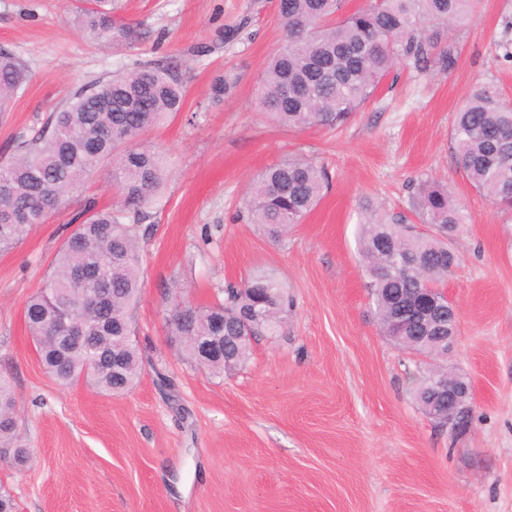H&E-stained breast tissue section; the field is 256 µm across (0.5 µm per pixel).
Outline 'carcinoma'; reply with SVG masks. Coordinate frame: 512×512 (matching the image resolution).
I'll return each mask as SVG.
<instances>
[{
  "mask_svg": "<svg viewBox=\"0 0 512 512\" xmlns=\"http://www.w3.org/2000/svg\"><path fill=\"white\" fill-rule=\"evenodd\" d=\"M82 23L99 43L132 38L133 31L112 20L106 0H93ZM346 0H278L285 45L261 77L262 105L290 129H333L348 122L375 93L400 58L432 62L453 70L457 54L424 32V24L463 22L469 0H369L345 11ZM27 75L10 52L0 50V112L20 91ZM186 85L177 67L140 62L128 72L99 80L67 95L33 136L16 140L10 159L0 162V250L16 245L24 232L44 222L100 165L116 161L112 186L118 200L88 210L62 244L39 292L26 303V319L45 371L62 385L81 382L108 393L130 390L140 378L143 359L134 335L131 307L141 288L139 241L148 207L165 177L160 147L144 142L164 117L182 109ZM451 138L460 171L470 185L504 212H512V107L485 86L475 88L455 114ZM329 185L327 170L299 156L268 167L260 177L250 220L273 238L300 223ZM417 205L434 233H410L396 222L362 225L358 244L371 299L382 333L396 345L432 359L445 357L426 336L448 335V304L438 296L433 312L401 321L408 303L427 288H443L458 264L448 238L462 224L460 206L427 179L418 184ZM72 306L89 326L88 342L61 350L56 311ZM174 304L166 317L168 335L200 368L220 375L241 365L251 340L272 333L288 311L284 285L260 271L230 284L224 300L206 306ZM206 344L224 355L203 356ZM121 355V364L112 358ZM448 372L436 369L418 381L416 402ZM439 422L454 414L457 430L469 423L468 406L448 409L437 401ZM16 400L0 380V442L12 440Z\"/></svg>",
  "mask_w": 512,
  "mask_h": 512,
  "instance_id": "carcinoma-1",
  "label": "carcinoma"
}]
</instances>
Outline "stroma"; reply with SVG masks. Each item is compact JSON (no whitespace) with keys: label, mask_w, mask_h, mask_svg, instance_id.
Returning a JSON list of instances; mask_svg holds the SVG:
<instances>
[{"label":"stroma","mask_w":512,"mask_h":512,"mask_svg":"<svg viewBox=\"0 0 512 512\" xmlns=\"http://www.w3.org/2000/svg\"><path fill=\"white\" fill-rule=\"evenodd\" d=\"M278 0H112L136 43L102 46L76 19L82 0H0V49L27 80L0 113V158L37 132L64 97L132 68L178 64L180 112L149 134L166 180L140 241L142 289L131 311L144 374L105 395L45 373L25 320L51 261L88 202L116 200L104 163L69 204L0 251V377L16 401L17 464L0 446V486L17 512H512V214L463 177L451 140L471 87L512 104V0H473L442 28L449 74L401 60L342 128L288 129L259 105L283 43ZM228 89L213 100L211 86ZM325 165L332 188L279 239L249 223L253 184L289 154ZM447 188L464 223L449 244L446 289L458 310L444 363L472 386L470 422L452 431L418 407L417 360L382 335L358 252L361 224L384 218L427 232L419 180ZM287 287L288 313L237 369L215 377L178 353L173 297L201 306L256 270Z\"/></svg>","instance_id":"obj_1"}]
</instances>
